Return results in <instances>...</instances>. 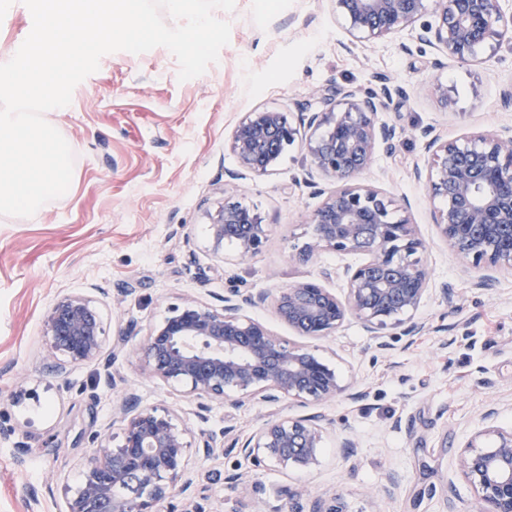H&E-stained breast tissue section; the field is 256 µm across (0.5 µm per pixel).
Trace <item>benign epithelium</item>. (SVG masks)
<instances>
[{
    "label": "benign epithelium",
    "mask_w": 512,
    "mask_h": 512,
    "mask_svg": "<svg viewBox=\"0 0 512 512\" xmlns=\"http://www.w3.org/2000/svg\"><path fill=\"white\" fill-rule=\"evenodd\" d=\"M352 39H383L419 25V43L458 60L475 58L512 38V0H336ZM430 19H425V16ZM366 91L336 86L320 94V108L296 106L297 122L285 112L248 113L234 128L230 149L239 170L224 172L231 180L246 171L265 176L296 140H301L311 167L334 184L311 215V233L296 256L308 261L324 251L363 255L358 265L343 267L344 295L318 280L298 281L271 292L229 289L220 306L184 303L168 307L137 352L145 370L185 388L208 403H224L230 394L259 396L267 402L292 400L303 405L329 402L343 395L361 397L342 384L336 370L310 345L291 343L270 332L246 310L266 304L275 317L298 335L320 341L355 320L381 350L389 349L387 330L413 337L424 326L413 321L429 283L425 245L407 211L385 191L359 182L380 150L395 147L396 127L379 121L403 91L387 79ZM426 178L441 236L457 255L487 271L484 280L512 270V134L475 133L455 140L433 138ZM214 253L224 242L238 255L258 253L270 227L253 209L232 196L209 215ZM103 320L96 301L68 295L49 310L46 360L57 365L101 358ZM120 442L100 444L87 459L82 481L67 498L68 512H163L165 503L192 497L180 483L187 465V429L173 414L144 408L129 396L120 407ZM319 413L282 416L266 422L242 443L240 451L255 459L306 469L317 460L323 439ZM225 433L203 438L205 458L224 447ZM466 482L473 488L475 512H512V428L489 426L472 435L460 454ZM303 494L288 495L287 512H344Z\"/></svg>",
    "instance_id": "benign-epithelium-1"
}]
</instances>
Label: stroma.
Segmentation results:
<instances>
[{"mask_svg":"<svg viewBox=\"0 0 512 512\" xmlns=\"http://www.w3.org/2000/svg\"><path fill=\"white\" fill-rule=\"evenodd\" d=\"M230 41L216 63L179 81L172 53L104 55L78 84L69 106L44 118L72 142L67 192L30 217L0 216V512H66L65 488L76 487L94 437H120L125 397L169 409L191 444L228 431L245 439L299 406L259 400L233 409L199 408L182 388L150 376L136 350L169 305L215 304L225 289H276L318 279L343 257L295 259L308 219L323 198L307 187L310 161L294 145L267 176L236 169L228 146L249 112L292 111L316 104L334 86L375 87L387 77L405 95L383 112L401 134L361 177L406 199L425 243L431 279L416 314L424 331L376 349L362 326L348 322L318 353L362 399L320 405L327 420L322 448L305 470L236 450L202 459L190 454L182 476L204 512H280L286 491L339 497L345 512H375L376 487L400 477L384 512H467L474 498L459 466L466 440L483 429L488 407L512 426V271L480 286L479 270L440 237L434 202L414 167L431 154L415 128L443 139L512 127V41L469 61L419 46L410 30L352 45L332 0H236ZM32 28L23 0L0 14V57L13 55ZM453 100L443 107L437 88ZM245 200L271 232L255 255L239 258L209 244L208 215L226 196ZM454 290L445 299L441 288ZM68 294L96 298L106 325L101 360L50 368L45 360L48 309ZM127 342L119 335L127 325ZM359 448L347 461L341 441Z\"/></svg>","mask_w":512,"mask_h":512,"instance_id":"stroma-1","label":"stroma"}]
</instances>
